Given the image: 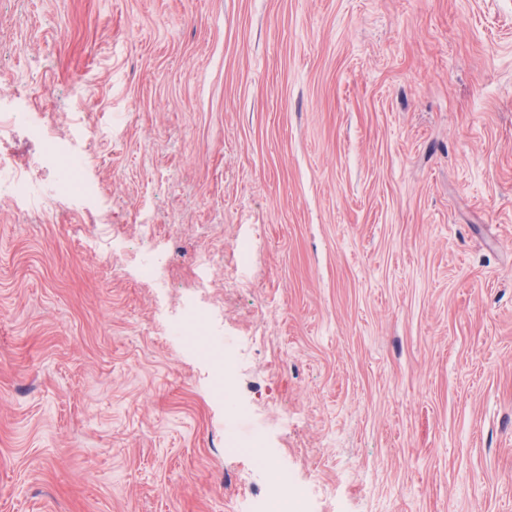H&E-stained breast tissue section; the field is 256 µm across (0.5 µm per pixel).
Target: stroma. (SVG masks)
<instances>
[{"label": "stroma", "mask_w": 512, "mask_h": 512, "mask_svg": "<svg viewBox=\"0 0 512 512\" xmlns=\"http://www.w3.org/2000/svg\"><path fill=\"white\" fill-rule=\"evenodd\" d=\"M15 105L98 135L92 195L0 187V512H512V0H0ZM169 331L174 336L186 337L197 356L213 367L212 391L216 396H223L228 391L224 377V340L213 325L212 312L197 306L189 308L184 317L169 324ZM224 454H240L246 456L257 455L258 461H264L259 437L244 438L235 434H228L224 438Z\"/></svg>", "instance_id": "1"}]
</instances>
